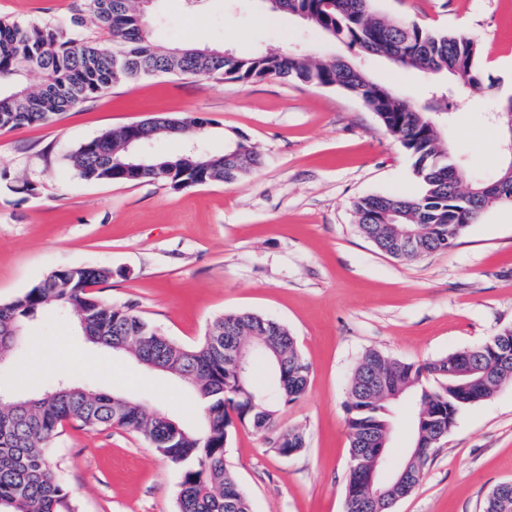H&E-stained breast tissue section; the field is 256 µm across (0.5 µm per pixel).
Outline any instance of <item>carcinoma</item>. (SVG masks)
I'll list each match as a JSON object with an SVG mask.
<instances>
[{"mask_svg": "<svg viewBox=\"0 0 512 512\" xmlns=\"http://www.w3.org/2000/svg\"><path fill=\"white\" fill-rule=\"evenodd\" d=\"M374 0H285L288 13L305 21L332 41L346 43L366 54L445 81L458 89L476 90L483 81L477 68L478 45L468 35L439 33L415 23H389L373 8ZM93 14L108 30V42L80 35L84 13ZM30 70L41 74L32 84ZM173 74L216 81L250 82L268 76L323 87H340L374 112L383 128L414 160L421 194L369 195L357 200L354 214L360 232L382 253L414 260L453 247L469 224L495 204H512V163L486 184L469 178L465 163L452 153L438 132L437 112L448 111V98L414 100L397 95L363 69L334 57L266 51L219 56L208 47H166L153 40L148 16L138 0H72L62 24L42 25L0 19V129L43 124L83 102L104 95L118 84L148 75ZM207 121L189 115L150 118L138 125L107 131L69 155L71 168L84 180L133 183L159 180L174 188L221 181L233 183L259 165L260 158L242 140L234 156L203 150L175 156L154 155L141 167L131 164L128 140L141 134L153 141L182 136L198 138ZM107 267H68L53 271L10 304L0 305V339L12 332L22 339L27 319L46 307L68 305L78 311V327L92 343L112 347L129 339L131 357L152 354L165 372L187 382L203 413L198 430L179 426L175 436L157 418L141 414L137 403L93 388L71 386L52 395L46 389L23 400L24 406H0V512H77L67 488L59 481L47 448L69 420L87 430L112 426L151 437L154 448L181 467L177 512H252L249 499L233 493L239 487L224 466V447L237 425L268 429L276 413L306 391L309 367L295 337L277 322L253 313L217 317L194 346L163 337L162 348L152 344L154 325L139 314L100 300L93 288L107 282ZM230 331L262 346L258 354L272 369L267 386L253 381L256 358L248 373L238 375L234 364L216 354L212 337ZM464 360L467 378L446 374L448 366ZM380 372L401 388L402 397L417 409L414 444L424 455L406 457L402 467L411 482L394 491L408 496L419 483L435 447L436 430H450L459 409L475 403L512 381V328H505L471 349L423 364L396 361L368 351L360 359L350 384L347 428L350 453L369 439L378 440L393 427L387 405L359 400V389L370 372ZM475 385L467 392L459 384ZM279 454L305 448L303 433L291 428L271 442ZM361 491L348 482L345 512H366Z\"/></svg>", "mask_w": 512, "mask_h": 512, "instance_id": "cac0c4a2", "label": "carcinoma"}]
</instances>
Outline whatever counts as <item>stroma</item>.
<instances>
[{
    "label": "stroma",
    "mask_w": 512,
    "mask_h": 512,
    "mask_svg": "<svg viewBox=\"0 0 512 512\" xmlns=\"http://www.w3.org/2000/svg\"><path fill=\"white\" fill-rule=\"evenodd\" d=\"M70 0H0V17L53 24ZM386 20L475 36L483 87L446 131L454 153L485 175L503 164L489 120L512 92V0H375ZM162 45L232 54L300 50L343 56L400 94L421 100L428 80L326 39L260 0H156ZM166 115L208 119L204 148L241 140L262 160L246 178L183 189L161 181H86L69 154L102 133ZM36 186L15 192L16 179ZM413 160L374 112L339 87L267 77L241 83L154 75L61 113L46 124L0 129V304L64 267L105 266L96 287L166 336L192 345L224 314L252 312L295 336L309 366L305 393L261 433L237 426L224 462L254 512H344L350 466L351 374L370 350L421 364L473 348L512 326V206L495 205L454 248L396 260L359 231L353 204L371 194H418ZM74 308L38 311L24 342L0 363V389L31 396L64 380L122 394L196 427L201 408L181 381L76 334ZM299 428L301 452L271 446ZM78 512H176L180 467L143 436L69 424L51 445ZM512 482V382L463 407L413 492L393 512H482L487 493Z\"/></svg>",
    "instance_id": "35a3bbf8"
}]
</instances>
